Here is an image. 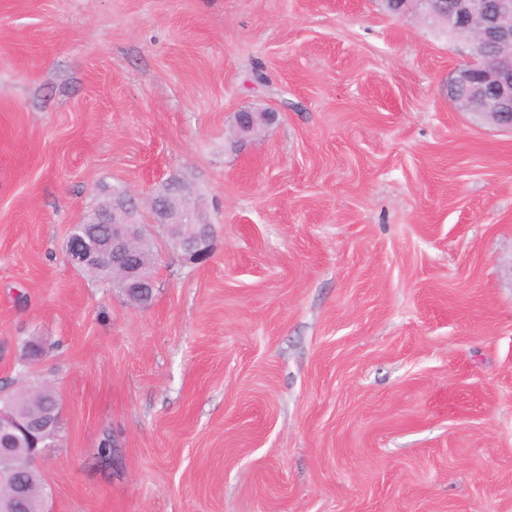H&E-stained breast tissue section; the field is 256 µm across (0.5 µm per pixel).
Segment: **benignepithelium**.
I'll use <instances>...</instances> for the list:
<instances>
[{"label": "benign epithelium", "instance_id": "1", "mask_svg": "<svg viewBox=\"0 0 512 512\" xmlns=\"http://www.w3.org/2000/svg\"><path fill=\"white\" fill-rule=\"evenodd\" d=\"M401 14L413 6L424 19L435 18L448 28L464 29L470 33L468 44L470 64L458 68L448 85H463L468 101L479 104L474 114L492 125L512 131V0H497L494 13L488 14L484 0H384ZM276 119L274 112H252L244 109L237 113V126L241 133L254 132L257 126ZM192 190L181 185L173 197L154 194L145 205L171 238L191 236L186 256L195 262L206 261L211 253L214 224L201 211L189 208ZM131 191L121 199L112 198L98 208L89 220L91 224H105L109 229L106 241L101 242L86 234L71 236L66 243L69 262L78 268L107 266L112 271L113 287L126 296L130 304L145 307L153 299L156 281L149 266L140 261L127 262L143 252L142 244L149 237L147 225L136 216ZM56 422L47 419L36 425L22 408L0 409V458L10 455L11 447L20 439L28 443L31 460L40 458L55 439ZM30 499L26 485H14L9 494L0 499V512H16Z\"/></svg>", "mask_w": 512, "mask_h": 512}]
</instances>
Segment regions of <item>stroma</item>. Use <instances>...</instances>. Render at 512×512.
I'll return each mask as SVG.
<instances>
[{
	"instance_id": "obj_1",
	"label": "stroma",
	"mask_w": 512,
	"mask_h": 512,
	"mask_svg": "<svg viewBox=\"0 0 512 512\" xmlns=\"http://www.w3.org/2000/svg\"><path fill=\"white\" fill-rule=\"evenodd\" d=\"M464 58L380 0H0V385L59 401L50 512H512V135ZM171 177L212 253L141 208L134 308L66 240ZM276 112H252L244 109L237 113V126L242 134L254 132L260 124H269L276 119Z\"/></svg>"
}]
</instances>
